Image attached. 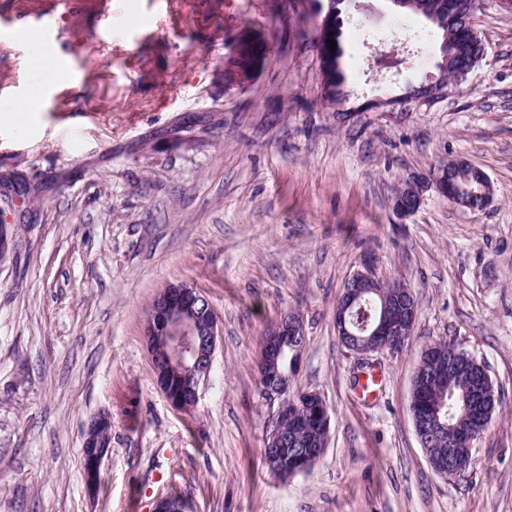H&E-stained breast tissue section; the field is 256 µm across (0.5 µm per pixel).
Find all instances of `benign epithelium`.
<instances>
[{
  "label": "benign epithelium",
  "instance_id": "benign-epithelium-1",
  "mask_svg": "<svg viewBox=\"0 0 512 512\" xmlns=\"http://www.w3.org/2000/svg\"><path fill=\"white\" fill-rule=\"evenodd\" d=\"M241 52V46L237 44L224 60V84L231 88L251 84L238 67ZM426 86L428 100L448 96V81L441 70L429 76ZM460 166L473 173L479 184L483 204H489L490 185L486 174L476 171V167L469 166L465 161L460 162ZM432 188L448 197L449 201H455L454 189L442 171L437 169L429 174H411L403 181L402 193L394 197L395 214L405 219L415 213L402 201L403 194H411L420 202ZM13 248L12 226L3 222L0 224V263L10 256ZM374 278L372 266L367 263L350 278V282L357 284V287L343 289L336 306L338 335H352L347 315L363 298L360 285ZM417 315L414 295L399 287L394 288L391 303L381 307L374 322L362 326V330L369 331V337L361 342L356 352L388 349L389 338L396 341L397 349H402L412 335ZM144 335L158 388L172 407L178 410L189 409L197 403L201 387L209 381L218 337L223 335L220 319L209 298L188 283L169 285L153 301L148 311ZM305 343L303 319L294 313L283 317L267 331L263 358L271 382L265 390L268 398L280 400L265 438V450L273 456L288 443V436L282 433L280 422L289 405L301 406L314 412L323 419L324 431L330 428L328 408L317 394L302 391L296 398L283 402L284 397L293 389ZM288 353L291 354L288 367L282 370L279 361ZM111 447L112 415L103 411L90 420L83 433L82 473L85 485L91 492L99 489L101 466ZM152 512H187V506L181 497L168 495L154 501Z\"/></svg>",
  "mask_w": 512,
  "mask_h": 512
}]
</instances>
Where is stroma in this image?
<instances>
[{"instance_id": "obj_1", "label": "stroma", "mask_w": 512, "mask_h": 512, "mask_svg": "<svg viewBox=\"0 0 512 512\" xmlns=\"http://www.w3.org/2000/svg\"><path fill=\"white\" fill-rule=\"evenodd\" d=\"M59 16L53 50L0 23V104L37 96L0 123V175L38 198L0 206L17 229L0 263V512H512V9L482 0L484 55L445 99L407 97L436 74L440 39L391 0H347V100L321 99L310 35L326 0H300L306 34H281L247 89L224 88L244 26L280 0H112ZM67 61L62 81L32 79ZM81 112H72V105ZM461 159L490 204L431 191L395 215L401 178ZM373 257L414 291L409 347L371 355L376 399L358 398V358L336 333L346 281ZM208 296L222 320L209 385L187 412L157 388L145 313L169 284ZM299 311L306 345L294 387L326 402L322 457L281 480L263 448L277 403L258 364L271 323ZM454 341L483 362L500 404L473 465L444 478L414 431L409 396L422 346ZM112 414L101 486L82 479L83 431Z\"/></svg>"}]
</instances>
